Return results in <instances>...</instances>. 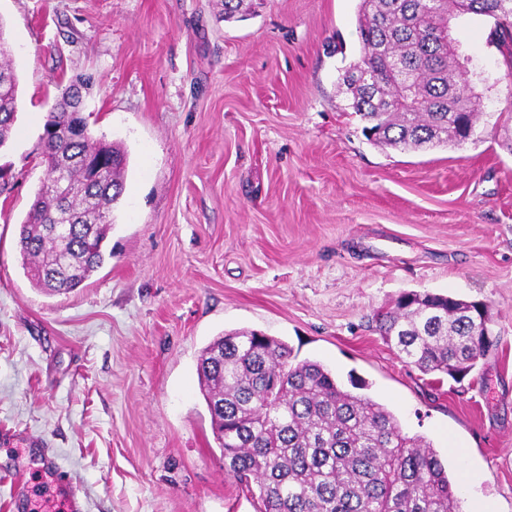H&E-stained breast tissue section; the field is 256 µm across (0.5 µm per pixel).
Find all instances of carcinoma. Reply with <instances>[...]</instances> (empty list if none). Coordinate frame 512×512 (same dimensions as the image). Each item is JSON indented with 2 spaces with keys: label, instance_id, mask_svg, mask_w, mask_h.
<instances>
[{
  "label": "carcinoma",
  "instance_id": "carcinoma-1",
  "mask_svg": "<svg viewBox=\"0 0 512 512\" xmlns=\"http://www.w3.org/2000/svg\"><path fill=\"white\" fill-rule=\"evenodd\" d=\"M469 13L493 20L490 42L512 70V0H361L360 56L339 88L369 141L427 150L468 139L480 97L446 31ZM18 88L0 25V148L16 121ZM42 143L62 175L45 172L20 224L19 253L32 283L69 293L106 260L127 157L94 137L64 94ZM376 322L408 363L457 383L499 345L487 307L449 295L403 293ZM197 370L224 472L257 498L259 512H459L429 443L405 434L385 405L343 389L320 362L292 363L284 342L226 333L204 348Z\"/></svg>",
  "mask_w": 512,
  "mask_h": 512
}]
</instances>
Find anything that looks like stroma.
<instances>
[{
	"instance_id": "stroma-1",
	"label": "stroma",
	"mask_w": 512,
	"mask_h": 512,
	"mask_svg": "<svg viewBox=\"0 0 512 512\" xmlns=\"http://www.w3.org/2000/svg\"><path fill=\"white\" fill-rule=\"evenodd\" d=\"M359 0H0L19 76L0 148V469L62 512L40 436L87 512H256L224 472L197 362L258 330L343 388L360 381L430 443L462 512H512V78L469 14L451 37L480 96L475 134L378 147L345 110ZM82 82L90 129L128 155L106 245L51 295L17 249L45 171L43 125ZM405 291L488 305L497 351L463 383L391 348L375 315Z\"/></svg>"
}]
</instances>
